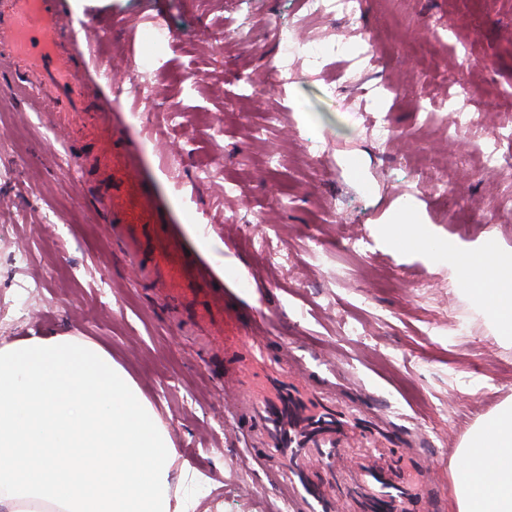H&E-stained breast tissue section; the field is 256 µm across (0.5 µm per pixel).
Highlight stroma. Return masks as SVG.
Returning a JSON list of instances; mask_svg holds the SVG:
<instances>
[{
  "instance_id": "stroma-1",
  "label": "stroma",
  "mask_w": 512,
  "mask_h": 512,
  "mask_svg": "<svg viewBox=\"0 0 512 512\" xmlns=\"http://www.w3.org/2000/svg\"><path fill=\"white\" fill-rule=\"evenodd\" d=\"M299 0H70L85 23L93 74L109 66L133 136L123 146L147 168L176 220L188 260L215 276L199 302L224 292V343L140 279L96 207L106 175L70 172L99 139L64 138L48 113L23 111L0 78V347L34 337L98 344L152 407L175 449L169 495L184 512H273L262 471L242 468L244 440L224 412L225 342L268 315L267 353L291 349L302 384L376 440L350 438L346 465L374 462L392 479L432 468L436 489L410 512H451L455 452L472 427L512 399V341L472 300L459 271L420 250L375 242L410 206L418 228L457 252L489 245L512 255V0H365L357 28L336 19L309 30L341 42L347 59L381 55L372 71L336 83V61L314 75L283 60L275 25ZM165 26L171 39L149 42ZM446 35L428 54L420 39ZM251 38L236 41L233 30ZM284 67V84L255 94L241 80ZM153 93L143 98L141 84ZM475 91L457 101L459 84ZM373 92L374 116L355 111ZM428 110H420L419 101ZM173 107L169 120L153 110ZM489 123L449 138L462 110ZM378 120L391 135L378 140ZM500 168L468 178L484 154ZM458 178L442 196L438 179ZM26 261H18V253ZM37 282L25 304L19 286Z\"/></svg>"
}]
</instances>
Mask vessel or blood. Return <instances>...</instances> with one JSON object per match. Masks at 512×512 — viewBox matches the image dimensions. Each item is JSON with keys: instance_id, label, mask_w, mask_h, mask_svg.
Listing matches in <instances>:
<instances>
[{"instance_id": "obj_1", "label": "vessel or blood", "mask_w": 512, "mask_h": 512, "mask_svg": "<svg viewBox=\"0 0 512 512\" xmlns=\"http://www.w3.org/2000/svg\"><path fill=\"white\" fill-rule=\"evenodd\" d=\"M73 21L65 0H0V71L28 109L51 112L58 127L75 130L83 126L87 109L109 120L119 104L91 101L81 77L86 52L78 40L61 44L56 34L72 33ZM110 186L102 207L110 223L124 231V252L137 263L147 227L160 223L153 208L152 193L139 167L112 151L105 159ZM150 266H139L142 278L167 289L174 302L193 301L196 280L183 277L179 264L182 246L176 238L163 236L151 243ZM250 351L224 373V401L230 404L235 428L245 438L240 462L246 469L265 470L289 512H342L335 493L309 491L292 477L293 472L330 466L340 460L336 445V417L324 410L321 424L289 421L285 409L289 394L297 387L293 375L282 366L268 365L263 350L268 342L262 320L248 330ZM364 483L376 498L404 506L420 486L403 491L366 475Z\"/></svg>"}]
</instances>
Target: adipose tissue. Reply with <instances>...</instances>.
<instances>
[{"label": "adipose tissue", "mask_w": 512, "mask_h": 512, "mask_svg": "<svg viewBox=\"0 0 512 512\" xmlns=\"http://www.w3.org/2000/svg\"><path fill=\"white\" fill-rule=\"evenodd\" d=\"M490 271L459 264L468 291L488 304L504 339L512 340V261L494 259ZM482 449V467L469 466ZM463 464L451 472L454 512H512V402L502 403L468 435L458 450Z\"/></svg>", "instance_id": "1"}]
</instances>
